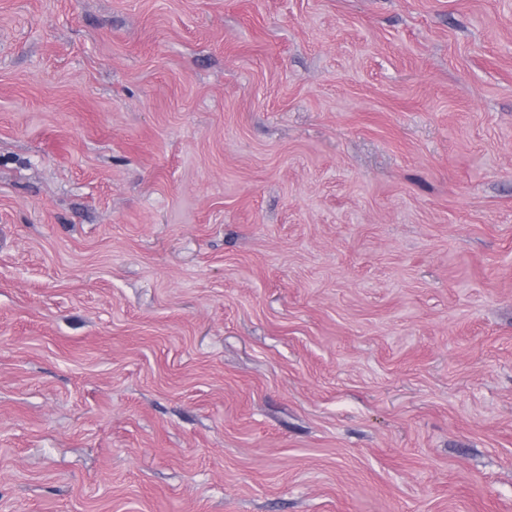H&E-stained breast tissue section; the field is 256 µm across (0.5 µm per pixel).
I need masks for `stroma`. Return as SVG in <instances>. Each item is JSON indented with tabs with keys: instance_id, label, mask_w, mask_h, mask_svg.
I'll use <instances>...</instances> for the list:
<instances>
[{
	"instance_id": "35a3bbf8",
	"label": "stroma",
	"mask_w": 512,
	"mask_h": 512,
	"mask_svg": "<svg viewBox=\"0 0 512 512\" xmlns=\"http://www.w3.org/2000/svg\"><path fill=\"white\" fill-rule=\"evenodd\" d=\"M0 512H512V0H0Z\"/></svg>"
}]
</instances>
